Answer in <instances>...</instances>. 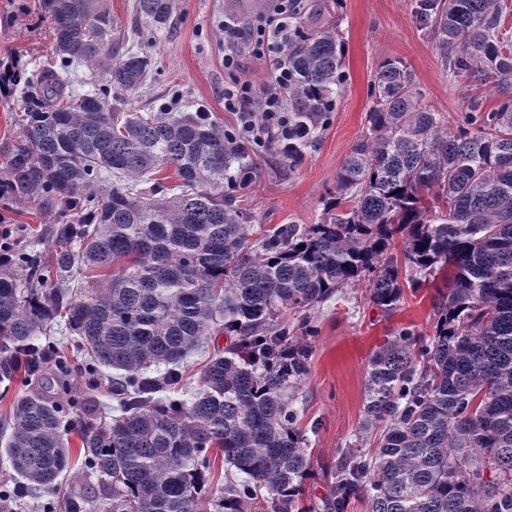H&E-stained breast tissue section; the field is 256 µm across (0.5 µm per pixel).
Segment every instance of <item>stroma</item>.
Returning a JSON list of instances; mask_svg holds the SVG:
<instances>
[{"mask_svg":"<svg viewBox=\"0 0 512 512\" xmlns=\"http://www.w3.org/2000/svg\"><path fill=\"white\" fill-rule=\"evenodd\" d=\"M321 6L318 19L302 16V24L338 22L346 46L342 68L346 82L339 92L328 124L318 128L302 162L288 167L276 137H263L252 146L248 161L251 182L237 187L236 201L245 213L254 237L283 224L318 223L323 201L336 190V175L352 146L367 132L366 116L373 105L370 86L384 59H402L414 72L421 105L442 113L456 126L473 89L467 78L444 69L439 51L418 18L420 0H314ZM261 0H174L171 23L151 48L152 80L144 88L112 99L116 112H154L168 105L173 112H209L225 132H236V117L224 109V16L233 13L255 22ZM16 61L25 73L52 65L54 35L39 0H0V62ZM23 110L22 90L0 96V180L7 174V150L17 139L18 115ZM56 217L36 205L0 202V226L25 230V244L39 252L52 248L51 229ZM435 285L405 289L393 313L369 302L365 286L344 288L312 310L317 328L312 341L309 373L301 384L295 405L307 438L313 476L304 485L303 501L320 504L328 494L333 472L344 448L370 451L362 428L364 388L369 362L394 331L410 327L422 335L433 330ZM52 341L69 358L74 371L66 389L54 397L67 400L91 394L98 421H109L116 405L111 391V370H104L96 385H89L77 366L81 361L79 338L64 319L52 322ZM97 475L72 468L57 489L38 488L8 502V512H35L52 504L63 512L70 495L83 484L97 483Z\"/></svg>","mask_w":512,"mask_h":512,"instance_id":"1","label":"stroma"}]
</instances>
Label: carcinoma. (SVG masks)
<instances>
[{"instance_id":"obj_1","label":"carcinoma","mask_w":512,"mask_h":512,"mask_svg":"<svg viewBox=\"0 0 512 512\" xmlns=\"http://www.w3.org/2000/svg\"><path fill=\"white\" fill-rule=\"evenodd\" d=\"M40 8L59 63L27 77L0 71V90L25 88L0 199L54 211V250L44 258L15 242L12 263L0 266V383L39 372L53 345L37 333L60 317L80 339L87 375L115 371L118 415L73 422L37 392L16 400L5 452L20 484H53L74 431L85 467L112 482L106 512H193L213 479L214 448L244 474L221 512H258L263 489L272 512H316L302 499L311 463L287 394L308 374L316 327L304 316L292 336L279 316L360 282L391 313L405 286L440 279L433 333L400 327L371 357L365 422L383 433L371 456L341 451L323 512H344L361 495L370 512H512V95L491 110L470 97L450 131L419 105L404 62L385 59L368 134L321 221L253 242L224 191L241 151L209 113L112 111V94L150 81L148 49L173 0H135L150 29L132 40L112 37L102 0ZM422 10L448 72L512 90L506 0H424ZM342 55L338 25L297 27L293 123L327 118ZM83 66L103 70L102 80L90 73L93 90L74 95ZM164 166L179 184L152 177ZM116 263L82 289L85 272ZM221 330L235 340L205 364L198 391L173 394L181 363Z\"/></svg>"}]
</instances>
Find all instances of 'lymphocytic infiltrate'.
<instances>
[{
	"instance_id": "1",
	"label": "lymphocytic infiltrate",
	"mask_w": 512,
	"mask_h": 512,
	"mask_svg": "<svg viewBox=\"0 0 512 512\" xmlns=\"http://www.w3.org/2000/svg\"><path fill=\"white\" fill-rule=\"evenodd\" d=\"M289 0H264L261 23L249 28L239 19L224 20V67L236 69L243 55L261 59L266 50H274L271 60L272 76L263 86L250 81L233 79L224 88V109L238 117L240 134L260 138L268 130L280 136L288 134V112L285 104L294 73L288 65V42L293 33L297 11L288 7Z\"/></svg>"
}]
</instances>
